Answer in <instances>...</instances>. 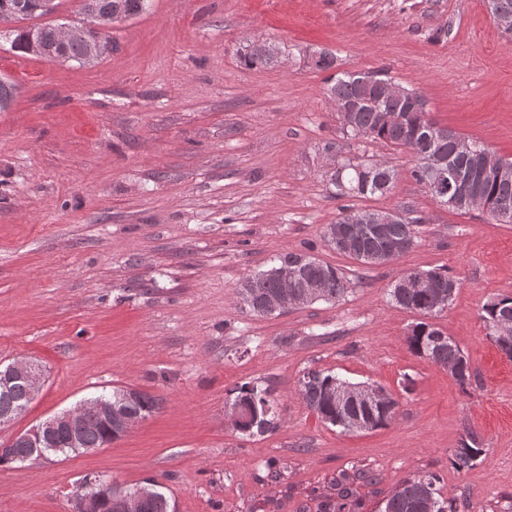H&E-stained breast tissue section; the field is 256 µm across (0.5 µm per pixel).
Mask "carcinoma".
I'll list each match as a JSON object with an SVG mask.
<instances>
[{
	"label": "carcinoma",
	"instance_id": "cac0c4a2",
	"mask_svg": "<svg viewBox=\"0 0 512 512\" xmlns=\"http://www.w3.org/2000/svg\"><path fill=\"white\" fill-rule=\"evenodd\" d=\"M95 7L104 18L119 11L130 20L147 10L149 0H95ZM2 13L9 14L10 20L17 23L48 15V12L40 9L38 0H0ZM57 28L58 24L51 21L37 26H18L11 30V48L25 54L31 53L28 34L33 31L39 35L42 43L56 46V51L65 60L84 64L86 43L94 38L95 31L87 29L82 37L58 44ZM279 52L275 44L253 42L239 52V59L249 68H265L278 61ZM309 65L318 71L333 69L336 67V55L321 50L310 57ZM392 83V78L382 72H342L329 78L326 94L335 103L336 122L343 137L381 142L395 148H404L414 139L420 152L440 155L454 166L476 171L478 178L472 189L480 195L482 209L493 217L507 216L512 221V179H501L497 168L499 163L512 167V159L500 157L476 142L471 143L470 155H461L458 146L464 138L430 118L426 107L416 109L409 99L388 95L386 87ZM396 179L395 169L381 160L349 157L331 172L329 184L337 199L365 198L386 194L393 188ZM357 216L365 219L361 230L344 240L343 244H337L334 237L336 226H343ZM425 223L427 219L420 215L404 220L387 211L355 210L346 205L340 208L336 223L327 226L325 236L336 252L363 264L381 265L390 262L387 250L392 243L402 244V253H407L416 244L419 227ZM286 270L295 274L299 284L314 282L319 285V292L315 296L307 294L301 287L288 289L299 306L318 300L332 302L344 297L350 289V280L338 268L305 253H287L278 257L277 265L259 271L241 283L238 294L244 306L258 316L274 315L269 305L283 291V274ZM408 274L411 277L424 275L431 282L425 288H401L395 284L390 290V298L397 306L425 317V320L413 326L408 336L410 351L451 370L459 386L464 388L471 385L474 372L468 358L450 336L430 322L448 307L459 287L458 281L439 268L413 269ZM481 319L488 330L487 336L512 359V331L498 332L501 324L512 322V296H502L485 304ZM339 381L340 378L330 373L311 370L299 379V395L306 407L323 422L342 428L348 416L359 412L365 414L369 409L362 405L339 407L334 399ZM235 393L233 404H249L257 409L250 420L237 426L238 431L254 436L277 427L276 414L267 390L245 383L236 388ZM386 400L388 404L378 406L372 412L376 429L388 426L393 420L387 405L396 406L398 401L389 392L386 393ZM96 401V397L90 399L92 405L84 410L79 425L75 427L83 448H100L109 440L108 429L93 406ZM24 403L25 387L20 384L12 395L0 396V415ZM126 409L131 416L146 417L158 409V401L150 394L139 391L134 401L126 403ZM481 444L477 433L466 431L460 447L454 450L450 458L454 468L462 471L473 467L483 453ZM365 477L367 474L360 469L351 474L342 473L341 479L336 482V502H327L322 512H353L350 481ZM121 494L123 490L118 487L105 484L97 486L99 512H110L111 499ZM383 512H447L440 491V476L427 471L406 478L384 499Z\"/></svg>",
	"mask_w": 512,
	"mask_h": 512
}]
</instances>
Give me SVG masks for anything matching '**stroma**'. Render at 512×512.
I'll list each match as a JSON object with an SVG mask.
<instances>
[{
    "instance_id": "stroma-1",
    "label": "stroma",
    "mask_w": 512,
    "mask_h": 512,
    "mask_svg": "<svg viewBox=\"0 0 512 512\" xmlns=\"http://www.w3.org/2000/svg\"><path fill=\"white\" fill-rule=\"evenodd\" d=\"M97 63H53L0 37V362L47 370L41 394L0 443L81 400L137 389L158 410L92 452L0 465V512H73L86 477L157 483L176 512H319L338 474L364 467L356 512L412 475L434 471L448 512L512 503V361L487 335L489 300L512 295V224L437 203L409 152L343 139L327 73L300 50L328 49L340 69L382 70L418 90L430 116L512 158V34L486 0H150L111 32ZM279 44L275 66L250 69L238 49ZM398 176L351 206L426 217L417 244L367 267L324 239L341 200L327 174L346 157ZM306 252L338 266L353 290L261 317L239 283ZM460 282L436 325L476 374L461 389L413 354L417 314L389 289L410 269ZM375 384L400 402L366 433L325 424L298 394L304 372ZM268 389L277 429L247 437L229 405L237 386ZM476 465L448 457L466 430Z\"/></svg>"
}]
</instances>
